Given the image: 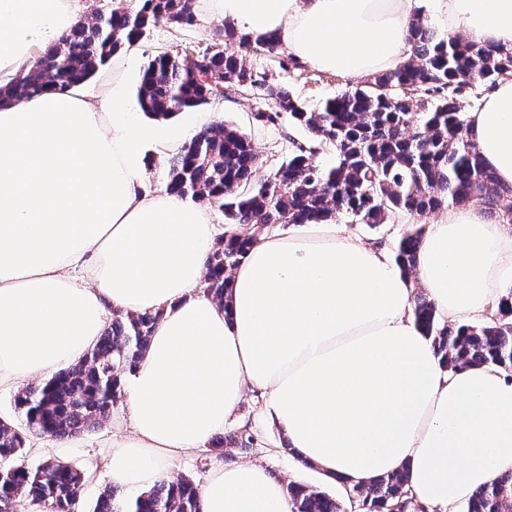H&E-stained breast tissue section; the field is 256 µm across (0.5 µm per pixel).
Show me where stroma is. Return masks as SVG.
<instances>
[{
  "mask_svg": "<svg viewBox=\"0 0 512 512\" xmlns=\"http://www.w3.org/2000/svg\"><path fill=\"white\" fill-rule=\"evenodd\" d=\"M214 39V30L210 27L204 29L197 26L182 30L160 25L153 28L149 35L138 43L135 53L130 54L124 50L119 53L120 58L128 62V68L122 74L128 92H135L141 69L157 53L177 52L187 47L201 50L212 44ZM252 65L257 71L266 73L270 82L288 85L296 96L312 108L318 107L327 98L357 84L356 79L342 77L310 66L300 71H286L261 57L253 58ZM255 107L254 100L242 96L216 99L207 105L164 120L163 125L169 130L179 132L199 128L201 120L204 119L212 123L216 121L229 123L251 138L261 160L271 168L286 160L293 150L294 142L306 140L308 134L288 122L278 126L256 124L251 118ZM435 218V213L431 212L416 217L412 221L424 226L430 224ZM412 221L403 217L392 224L371 227L357 223L352 217L344 215L338 218L337 223L346 233L368 242L380 243L383 248L389 250L393 248L405 226ZM259 406L260 401L257 396L246 395L235 419L225 425L224 431L228 434L241 426H250L255 442L247 451H230L229 454L224 455L223 461L228 465L246 461L256 462L280 478L290 477L296 468V461L287 448L282 447L281 431L276 425L268 422L256 423L255 416ZM111 440L112 427L107 421L94 430L65 439L33 436L29 439L25 463L33 467L44 457L53 455L86 471L88 480L84 486L82 498L84 506L89 508L94 505L99 493L108 484V445Z\"/></svg>",
  "mask_w": 512,
  "mask_h": 512,
  "instance_id": "1",
  "label": "stroma"
}]
</instances>
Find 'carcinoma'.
Instances as JSON below:
<instances>
[{
	"mask_svg": "<svg viewBox=\"0 0 512 512\" xmlns=\"http://www.w3.org/2000/svg\"><path fill=\"white\" fill-rule=\"evenodd\" d=\"M197 25L195 4L184 0H138L123 9H98L93 21L76 23L41 54L33 67L0 88V105L34 97L47 88L64 90L88 81L126 44L140 41L158 25ZM195 70L184 53L165 51L143 68L136 103L155 118H170L219 97L246 94L259 100L252 120L278 125L287 120L309 140L263 174L249 137L216 122L198 132L168 162L167 187L181 197L205 200L227 223L253 232L231 231L218 241L206 266L204 291L224 301L234 268L258 235L284 224H321L351 215L362 224H392L449 205L480 201L498 222L512 224V186L501 185L469 137L459 99L512 80V48L473 39L440 38L422 17L411 23V55L399 66L369 76L315 109L288 88L269 82L250 64L263 57L283 70L302 64L272 35L254 39L234 23L216 28ZM224 88L219 93L218 87ZM335 152L326 166L320 155ZM424 228L411 225L395 246L399 267L411 274ZM416 323L432 340L443 366L456 370L493 365L512 375V303L483 324L448 325L434 303L416 296ZM160 314H112L96 346L77 364L29 386L14 397L25 431L0 420V512L24 502L48 512H79L86 474L54 456L35 467L24 463L27 434L68 438L106 418L122 397L123 382L144 355ZM241 429L217 438L213 452L252 447ZM406 472L356 485L347 492L359 512H424L406 488ZM292 512H346L335 496L291 481ZM92 512H201V492L188 476L163 478L134 499L109 487ZM465 512H512V471L501 474L467 502Z\"/></svg>",
	"mask_w": 512,
	"mask_h": 512,
	"instance_id": "obj_1",
	"label": "carcinoma"
}]
</instances>
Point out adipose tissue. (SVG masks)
Segmentation results:
<instances>
[{"label": "adipose tissue", "mask_w": 512, "mask_h": 512, "mask_svg": "<svg viewBox=\"0 0 512 512\" xmlns=\"http://www.w3.org/2000/svg\"><path fill=\"white\" fill-rule=\"evenodd\" d=\"M80 0H0V83L80 16ZM252 37L348 78L410 54L419 0H218ZM449 29L512 46V0H431ZM484 164L512 186V81L468 113ZM190 131L142 123L120 77L96 95L48 90L0 108V389L80 361L111 312H156L124 379L112 485L150 489L166 462L203 449L258 395L299 462L352 486L406 471L428 512L512 470V375L444 368L412 313L424 289L440 318L472 323L512 288V226L475 205L428 225L405 276L392 253L337 225L260 235L226 304L201 290L220 232L195 201L147 184V150L178 152ZM202 512H291L261 465L213 464Z\"/></svg>", "instance_id": "ef3b65f1"}]
</instances>
